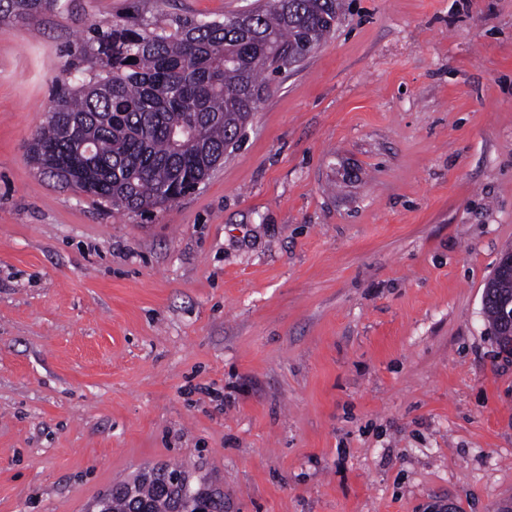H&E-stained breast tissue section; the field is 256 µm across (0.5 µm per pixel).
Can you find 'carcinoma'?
<instances>
[{
  "label": "carcinoma",
  "instance_id": "carcinoma-1",
  "mask_svg": "<svg viewBox=\"0 0 512 512\" xmlns=\"http://www.w3.org/2000/svg\"><path fill=\"white\" fill-rule=\"evenodd\" d=\"M73 0H0V17L71 10ZM341 0H266L224 17L166 13L92 23L52 89L28 149L43 175L99 205L144 214L196 191L238 142L269 78L336 29ZM483 305L497 325L499 292ZM224 512V494L178 466L142 473L99 497L95 512Z\"/></svg>",
  "mask_w": 512,
  "mask_h": 512
}]
</instances>
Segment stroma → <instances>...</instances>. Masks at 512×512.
<instances>
[{
	"instance_id": "1",
	"label": "stroma",
	"mask_w": 512,
	"mask_h": 512,
	"mask_svg": "<svg viewBox=\"0 0 512 512\" xmlns=\"http://www.w3.org/2000/svg\"><path fill=\"white\" fill-rule=\"evenodd\" d=\"M201 188L143 216L27 160L90 23L0 21V512L180 465L224 512L512 508V0H343ZM512 292V284L509 287L502 288H491L487 290V301L483 305L484 313L489 321L490 326L494 327L497 325V321L499 318V322L503 325L508 326L510 329L512 327V297L504 299L500 302L498 307V317H497V298L499 292Z\"/></svg>"
}]
</instances>
